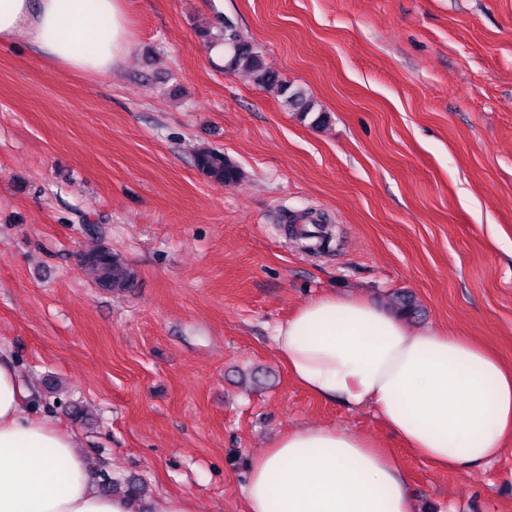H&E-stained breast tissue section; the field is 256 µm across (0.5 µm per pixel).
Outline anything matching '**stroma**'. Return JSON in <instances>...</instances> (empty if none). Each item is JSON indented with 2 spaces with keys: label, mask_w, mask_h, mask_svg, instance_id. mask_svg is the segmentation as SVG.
<instances>
[{
  "label": "stroma",
  "mask_w": 512,
  "mask_h": 512,
  "mask_svg": "<svg viewBox=\"0 0 512 512\" xmlns=\"http://www.w3.org/2000/svg\"><path fill=\"white\" fill-rule=\"evenodd\" d=\"M117 74L0 46V353L31 414L75 436L106 486L246 512V461L284 432L342 424L393 455L418 512H512V449L444 471L368 407L290 378L277 324L326 293L512 367V0H128ZM232 20L327 120L215 65ZM214 147L234 185L194 165ZM135 274L108 291L81 255ZM196 168L214 181L230 186L241 177L239 167L224 155V152L210 147H202L195 152Z\"/></svg>",
  "instance_id": "stroma-1"
}]
</instances>
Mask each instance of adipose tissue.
Here are the masks:
<instances>
[{"label":"adipose tissue","instance_id":"adipose-tissue-1","mask_svg":"<svg viewBox=\"0 0 512 512\" xmlns=\"http://www.w3.org/2000/svg\"><path fill=\"white\" fill-rule=\"evenodd\" d=\"M24 36L62 70L119 72L126 0H0V44ZM292 378L318 398L372 407L420 458L448 470L499 458L512 441V370L447 332H414L377 303L327 294L276 326ZM30 390L0 356V512H193L189 498L142 507L103 494L72 433L25 416ZM246 512H416L407 474L346 426L282 434L252 457Z\"/></svg>","mask_w":512,"mask_h":512}]
</instances>
